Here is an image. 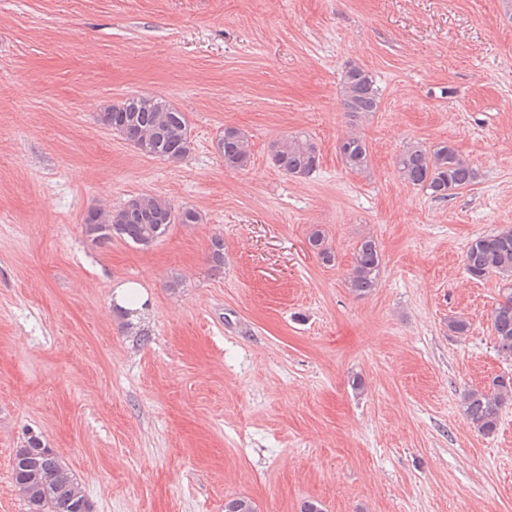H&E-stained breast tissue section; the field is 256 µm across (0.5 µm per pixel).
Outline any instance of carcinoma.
Instances as JSON below:
<instances>
[{
    "instance_id": "cac0c4a2",
    "label": "carcinoma",
    "mask_w": 512,
    "mask_h": 512,
    "mask_svg": "<svg viewBox=\"0 0 512 512\" xmlns=\"http://www.w3.org/2000/svg\"><path fill=\"white\" fill-rule=\"evenodd\" d=\"M344 111L350 116L370 115L379 109L380 89L367 69L351 65L340 84ZM98 123L119 134L139 153L169 163L184 160L191 149L190 129L183 112L166 99L132 94L117 103L103 105ZM216 149L229 169L243 170L251 161V144L239 128L226 126L219 133ZM337 150L343 165L354 172L370 168L371 154L366 141L350 135L339 141ZM271 163L284 174L305 178L319 166L320 153L304 133H296L275 142L270 148ZM400 177L437 199H446L471 186L477 179L473 166L450 144L427 145L413 141L396 158ZM198 215L190 208L175 210L164 198L141 194L121 208L103 210L92 207L82 218L85 233L95 244H105L118 236L137 246L148 247L160 240L173 224H195ZM309 244L324 263L333 260L325 239L316 230ZM209 260L217 270L224 267V240L212 239ZM466 272L475 280L493 274L512 277V228L474 238L464 254ZM381 257L376 241L363 238L348 273V287L357 295H368L377 288ZM496 351L512 357V289L491 313ZM512 405V378H498L492 387L471 389L461 398V408L469 426L484 436L496 432L500 414ZM66 465L36 434H28L15 451L14 485L26 506V512H83L88 504L77 478L65 480L59 469ZM224 512H256L254 503L237 497L224 504Z\"/></svg>"
}]
</instances>
